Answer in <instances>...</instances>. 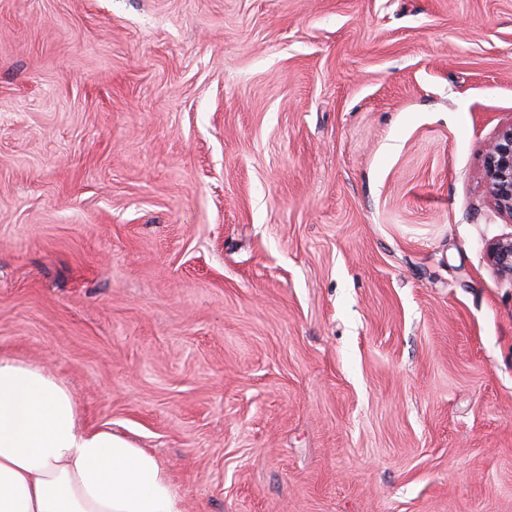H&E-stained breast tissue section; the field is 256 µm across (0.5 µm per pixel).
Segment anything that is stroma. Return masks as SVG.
Listing matches in <instances>:
<instances>
[{
    "instance_id": "1",
    "label": "stroma",
    "mask_w": 512,
    "mask_h": 512,
    "mask_svg": "<svg viewBox=\"0 0 512 512\" xmlns=\"http://www.w3.org/2000/svg\"><path fill=\"white\" fill-rule=\"evenodd\" d=\"M512 0H0V355L185 512H512ZM484 174L494 206L512 218V123L502 127L489 145ZM488 259L499 272L512 276V236L493 243L488 249Z\"/></svg>"
}]
</instances>
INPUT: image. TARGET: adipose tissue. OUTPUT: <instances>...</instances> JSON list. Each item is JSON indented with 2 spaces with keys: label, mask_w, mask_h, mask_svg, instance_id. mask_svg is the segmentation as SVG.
I'll list each match as a JSON object with an SVG mask.
<instances>
[{
  "label": "adipose tissue",
  "mask_w": 512,
  "mask_h": 512,
  "mask_svg": "<svg viewBox=\"0 0 512 512\" xmlns=\"http://www.w3.org/2000/svg\"><path fill=\"white\" fill-rule=\"evenodd\" d=\"M0 512H182V497L154 454L82 429L63 380L0 357Z\"/></svg>",
  "instance_id": "obj_1"
}]
</instances>
